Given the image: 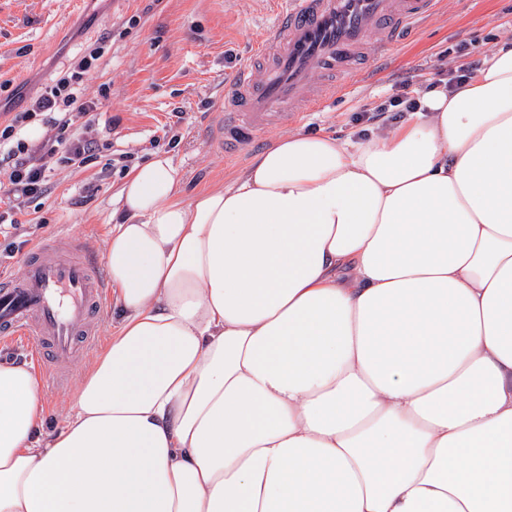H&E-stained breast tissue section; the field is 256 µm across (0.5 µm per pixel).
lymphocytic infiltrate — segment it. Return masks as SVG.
<instances>
[{
    "label": "lymphocytic infiltrate",
    "mask_w": 512,
    "mask_h": 512,
    "mask_svg": "<svg viewBox=\"0 0 512 512\" xmlns=\"http://www.w3.org/2000/svg\"><path fill=\"white\" fill-rule=\"evenodd\" d=\"M101 57L97 47L75 56L68 69L46 84L29 108L14 113L0 125V164L9 168L7 180L0 181V237L6 242V253H14L18 247L26 202L48 193V172L85 166L94 156L95 145L82 130L92 126L98 102L87 97L83 82L85 75L98 69ZM415 86L413 77H405L395 95L354 115V123L384 125L393 121L396 114L416 110ZM38 117L50 124L53 133L31 143L25 138L24 129ZM78 118L83 121L79 130L74 127Z\"/></svg>",
    "instance_id": "1"
}]
</instances>
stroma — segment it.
Returning a JSON list of instances; mask_svg holds the SVG:
<instances>
[{"instance_id": "stroma-1", "label": "stroma", "mask_w": 512, "mask_h": 512, "mask_svg": "<svg viewBox=\"0 0 512 512\" xmlns=\"http://www.w3.org/2000/svg\"><path fill=\"white\" fill-rule=\"evenodd\" d=\"M272 22L270 0H0V113L19 112L86 48L102 46L89 96L106 89L90 130L97 148L82 168L58 169L47 196L27 204L24 229L54 241L69 225L100 255L112 230V197L125 176L153 153L171 157L186 194L229 183L275 139L302 129L356 137L352 116L394 94L396 78L415 75L417 89L438 70L490 55L512 39V0H441L398 45L381 50L372 35L348 88L330 98L317 76V106L272 125L235 157L224 155L220 124L224 87L251 60Z\"/></svg>"}]
</instances>
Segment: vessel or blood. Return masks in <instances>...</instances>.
I'll list each match as a JSON object with an SVG mask.
<instances>
[{
	"label": "vessel or blood",
	"instance_id": "1",
	"mask_svg": "<svg viewBox=\"0 0 512 512\" xmlns=\"http://www.w3.org/2000/svg\"><path fill=\"white\" fill-rule=\"evenodd\" d=\"M439 0H277L278 13L224 96V146L256 141L305 102L318 73L346 71L370 32L399 42ZM69 253L37 245L21 275L0 280V342H30L42 369L92 351L108 308L103 260L72 240Z\"/></svg>",
	"mask_w": 512,
	"mask_h": 512
}]
</instances>
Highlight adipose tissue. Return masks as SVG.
Here are the masks:
<instances>
[{
    "mask_svg": "<svg viewBox=\"0 0 512 512\" xmlns=\"http://www.w3.org/2000/svg\"><path fill=\"white\" fill-rule=\"evenodd\" d=\"M63 424L0 362V512H512V40L396 125L117 193Z\"/></svg>",
    "mask_w": 512,
    "mask_h": 512,
    "instance_id": "adipose-tissue-1",
    "label": "adipose tissue"
}]
</instances>
